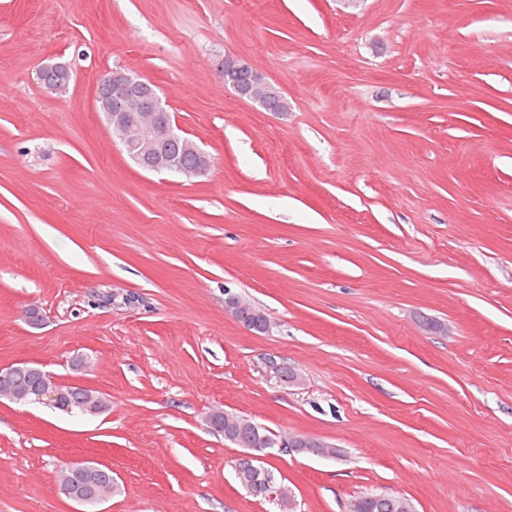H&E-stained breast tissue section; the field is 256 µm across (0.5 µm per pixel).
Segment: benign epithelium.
<instances>
[{
	"label": "benign epithelium",
	"instance_id": "benign-epithelium-1",
	"mask_svg": "<svg viewBox=\"0 0 512 512\" xmlns=\"http://www.w3.org/2000/svg\"><path fill=\"white\" fill-rule=\"evenodd\" d=\"M222 71L225 87L231 89L239 98L269 110L265 96L256 91L260 74L254 71L250 63L226 55ZM69 79V68L61 63L45 64L36 73L37 84L53 91L64 88ZM95 102L99 108L108 106L109 112L105 113L107 129L126 155L142 170L176 172L189 179L205 172L206 166L203 164L186 167L176 157L160 152L159 142L173 136L176 123L172 113L162 103L155 85L129 71L116 68L102 75L97 82ZM224 311L246 329L253 328L258 333H266L271 328L267 314L241 295L226 294ZM33 370L40 375L37 386L18 389L5 384L0 387V397L17 403H26L32 399L49 401L64 409H73V401L68 391L43 369L35 366ZM218 413L224 416L229 432L248 434L246 440L241 437L236 439L241 447L249 449L239 459V464L252 475V481L247 485L248 492L269 501H281L277 482L268 469L260 465L261 452L273 447L274 440L251 420L236 418L222 410L208 413L207 423H212ZM280 447L288 453L333 456L331 444L311 436H290L280 442ZM65 470L69 474L80 473L84 476H93L100 471L112 472V468L108 466L91 463L69 464Z\"/></svg>",
	"mask_w": 512,
	"mask_h": 512
}]
</instances>
